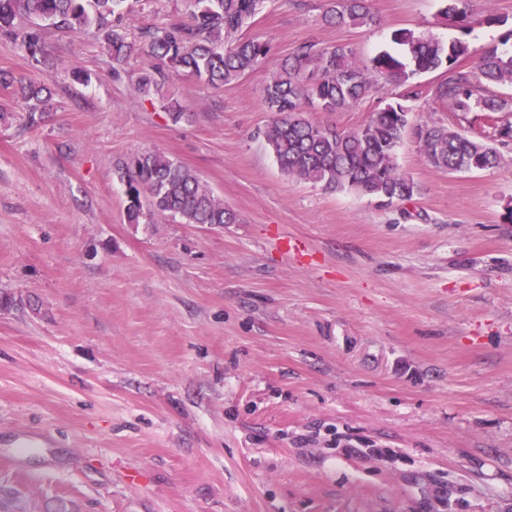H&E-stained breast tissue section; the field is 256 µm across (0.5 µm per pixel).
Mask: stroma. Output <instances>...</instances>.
Listing matches in <instances>:
<instances>
[{
    "instance_id": "stroma-1",
    "label": "stroma",
    "mask_w": 512,
    "mask_h": 512,
    "mask_svg": "<svg viewBox=\"0 0 512 512\" xmlns=\"http://www.w3.org/2000/svg\"><path fill=\"white\" fill-rule=\"evenodd\" d=\"M369 7L354 29L323 21L327 0H265L243 33L266 65L151 97L139 34L189 21V0H129L118 80L97 33L46 27L36 60L0 35V289L18 300L0 311V512H512V146L446 173L406 134L418 191L384 207L282 173L262 136L269 67L297 46L366 62L397 29L458 35L441 0ZM469 12L466 67L512 53V0ZM442 77L418 76L412 124H458ZM28 80L52 91L35 125ZM396 92L305 116L353 131ZM149 150L237 223H127L117 166ZM27 434L17 473L4 459Z\"/></svg>"
}]
</instances>
